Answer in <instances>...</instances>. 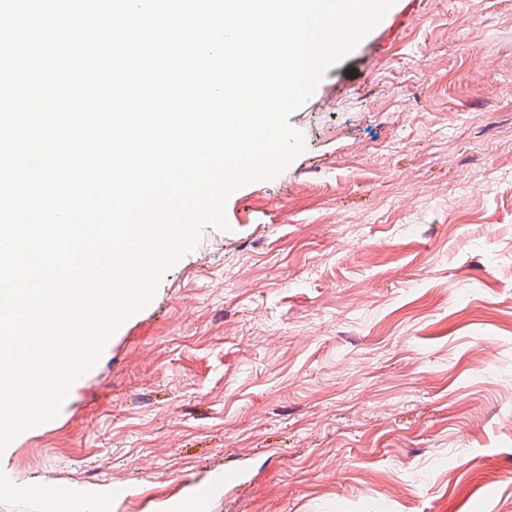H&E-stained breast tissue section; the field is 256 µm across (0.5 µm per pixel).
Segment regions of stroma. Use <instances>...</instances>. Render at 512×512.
<instances>
[{
	"instance_id": "35a3bbf8",
	"label": "stroma",
	"mask_w": 512,
	"mask_h": 512,
	"mask_svg": "<svg viewBox=\"0 0 512 512\" xmlns=\"http://www.w3.org/2000/svg\"><path fill=\"white\" fill-rule=\"evenodd\" d=\"M289 121L0 455V512H171L224 469L207 512H512V0H396Z\"/></svg>"
}]
</instances>
